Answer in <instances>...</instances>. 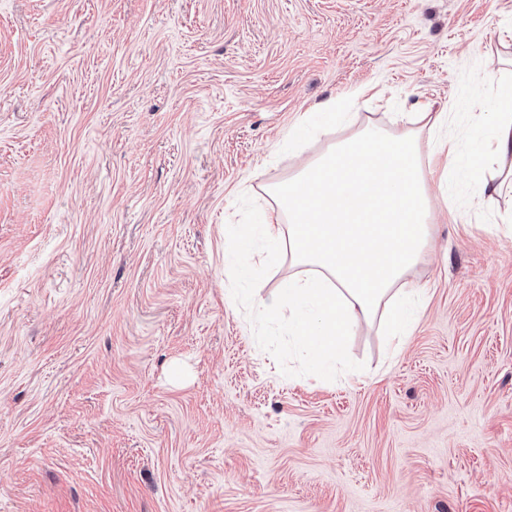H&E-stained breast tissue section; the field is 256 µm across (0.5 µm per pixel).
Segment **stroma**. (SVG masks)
<instances>
[{
	"instance_id": "1",
	"label": "stroma",
	"mask_w": 512,
	"mask_h": 512,
	"mask_svg": "<svg viewBox=\"0 0 512 512\" xmlns=\"http://www.w3.org/2000/svg\"><path fill=\"white\" fill-rule=\"evenodd\" d=\"M512 0H0V512H512V237L447 186L403 350L325 380L225 254L353 126L492 111ZM321 111L326 112H304L299 115L295 124L288 131V139L299 141L307 131L312 127H322L325 125H336V118L340 120V124L346 119V112H336V100L329 99L320 107Z\"/></svg>"
}]
</instances>
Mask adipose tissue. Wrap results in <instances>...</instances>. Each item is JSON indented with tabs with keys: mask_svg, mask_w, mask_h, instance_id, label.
<instances>
[{
	"mask_svg": "<svg viewBox=\"0 0 512 512\" xmlns=\"http://www.w3.org/2000/svg\"><path fill=\"white\" fill-rule=\"evenodd\" d=\"M443 118L403 112L401 129L369 123L352 131L270 186L272 205L238 230L248 276L286 252L300 265L254 313L287 321L293 343L323 370L335 368L353 326L379 312L393 351L404 345L420 310L416 292L399 284L428 246L434 178L467 166L483 202L506 187L483 179L485 167L512 176V91H502L494 111L475 114L470 157L458 154L453 134H441Z\"/></svg>",
	"mask_w": 512,
	"mask_h": 512,
	"instance_id": "adipose-tissue-1",
	"label": "adipose tissue"
}]
</instances>
